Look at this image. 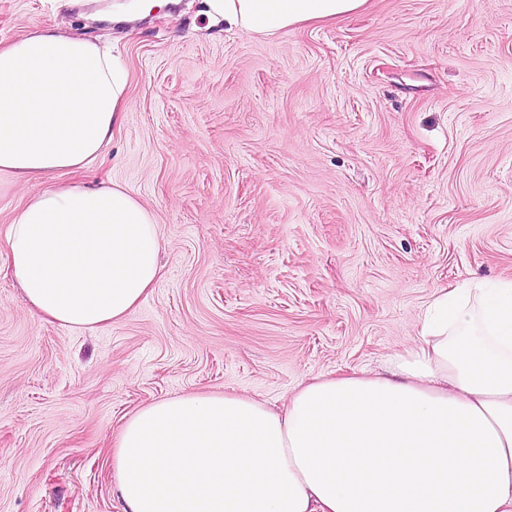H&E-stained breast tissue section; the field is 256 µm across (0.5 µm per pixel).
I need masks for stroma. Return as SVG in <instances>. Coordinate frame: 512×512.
<instances>
[{
	"mask_svg": "<svg viewBox=\"0 0 512 512\" xmlns=\"http://www.w3.org/2000/svg\"><path fill=\"white\" fill-rule=\"evenodd\" d=\"M0 0V45L112 46L129 106L89 169L156 218L162 273L122 321H42L0 274V512H122L111 450L161 397L282 408L415 345L441 292L512 280V0H371L264 37L204 0ZM38 183L0 176L5 232Z\"/></svg>",
	"mask_w": 512,
	"mask_h": 512,
	"instance_id": "35a3bbf8",
	"label": "stroma"
}]
</instances>
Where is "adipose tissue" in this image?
Here are the masks:
<instances>
[{"label":"adipose tissue","instance_id":"adipose-tissue-1","mask_svg":"<svg viewBox=\"0 0 512 512\" xmlns=\"http://www.w3.org/2000/svg\"><path fill=\"white\" fill-rule=\"evenodd\" d=\"M369 0H205L274 36ZM127 73L51 27L0 45V174L39 181L96 161L124 117ZM8 275L73 328L123 320L160 277L154 214L119 185L48 187L6 234ZM124 512H512V281L430 303L418 345L383 371L322 377L287 408L228 393L153 401L112 449Z\"/></svg>","mask_w":512,"mask_h":512}]
</instances>
